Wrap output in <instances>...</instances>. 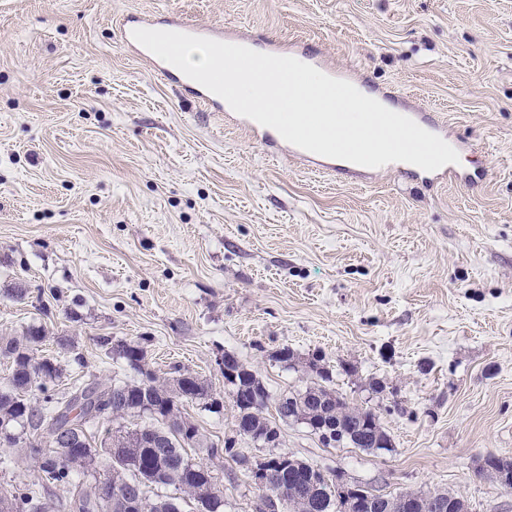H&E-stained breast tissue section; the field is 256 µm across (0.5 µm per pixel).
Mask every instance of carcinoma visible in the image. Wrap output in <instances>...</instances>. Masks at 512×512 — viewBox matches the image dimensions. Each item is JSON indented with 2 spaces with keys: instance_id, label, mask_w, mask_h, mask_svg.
I'll use <instances>...</instances> for the list:
<instances>
[{
  "instance_id": "1",
  "label": "carcinoma",
  "mask_w": 512,
  "mask_h": 512,
  "mask_svg": "<svg viewBox=\"0 0 512 512\" xmlns=\"http://www.w3.org/2000/svg\"><path fill=\"white\" fill-rule=\"evenodd\" d=\"M45 334L28 328L19 336L0 337V355L10 363V374L0 383V423L13 435L9 444L21 449L36 464L37 476L31 482L0 492V499L11 504V512H181L178 498L159 495L156 490L172 488L192 499L197 512H224V495L212 467L191 458L189 448L204 447V436L186 416L187 404L211 411L220 406L211 387L192 373L186 382L162 377L150 368L147 350L139 342L112 347L114 357L124 361L139 379L108 386H72L59 391L64 369L55 357L37 356ZM325 357L313 355L310 368L317 380L304 389L288 394V406L275 401L282 421H302L305 425L326 423L339 430V436L363 450L392 448L388 433L370 408L354 405L332 387V372L323 365ZM258 398L250 411L235 415L233 427L252 431L260 437L271 426L266 417L271 395L251 372L238 380ZM112 395V420L145 417L150 424L105 429L101 440L93 430L99 423L84 420L95 393ZM78 425L69 452L57 447L59 431L68 423ZM208 455L224 456L236 463L245 457L234 445L210 444ZM104 462L103 482L112 489V510H101L97 495L98 461ZM271 488L265 502L282 500L288 512H336L333 504L336 484L323 470L299 459L279 460L270 456ZM83 478H78V475ZM142 487L140 505L127 504V484ZM52 486L69 488L70 496L51 506L45 493Z\"/></svg>"
}]
</instances>
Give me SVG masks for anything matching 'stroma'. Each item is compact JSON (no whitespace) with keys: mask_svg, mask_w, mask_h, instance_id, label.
Returning <instances> with one entry per match:
<instances>
[{"mask_svg":"<svg viewBox=\"0 0 512 512\" xmlns=\"http://www.w3.org/2000/svg\"><path fill=\"white\" fill-rule=\"evenodd\" d=\"M129 13L312 47L436 115L460 169L487 176L429 188L272 159L122 43ZM30 326L68 385L136 379L108 355L121 341L207 379L219 410L189 414L218 443L236 413L218 356L279 396L322 354L393 447H327L288 421L279 453L512 512L480 472L512 456V0H0V336ZM238 446L245 463L215 462L224 512H256L268 492L248 467L270 451Z\"/></svg>","mask_w":512,"mask_h":512,"instance_id":"obj_1","label":"stroma"}]
</instances>
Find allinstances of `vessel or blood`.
<instances>
[{
    "mask_svg": "<svg viewBox=\"0 0 512 512\" xmlns=\"http://www.w3.org/2000/svg\"><path fill=\"white\" fill-rule=\"evenodd\" d=\"M139 28L182 32L238 45L247 44L249 41L248 36L239 33L227 32L220 27L190 23L177 17L159 22L147 16L131 15L123 17L119 24L120 37L123 43L138 57L149 62L154 72L159 77L169 83L175 84L183 92L193 97L198 103L207 109L216 112H229L230 107L222 98L210 93L201 84L188 78L178 68L159 59L143 46L138 44L133 39L132 32ZM266 51L273 55L294 57L301 62L309 64L323 73L337 79L349 82L354 79V76L350 71L336 69V67L324 56L306 48H300L291 44L284 45L272 42L268 44ZM235 121L240 127L244 128L253 137L257 138L260 144L265 147L269 155L275 157L286 155L292 158L303 159L314 164L318 168L332 172H341L349 176H363L368 172L367 167L350 163L343 164L337 159L321 156L296 147L286 142L276 130L262 126L249 118L239 115L236 116Z\"/></svg>",
    "mask_w": 512,
    "mask_h": 512,
    "instance_id": "vessel-or-blood-1",
    "label": "vessel or blood"
}]
</instances>
